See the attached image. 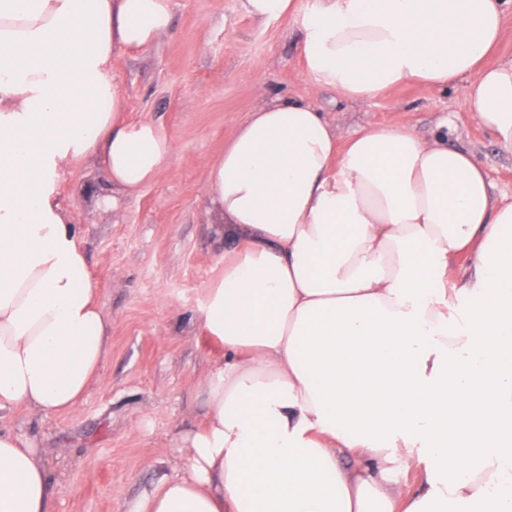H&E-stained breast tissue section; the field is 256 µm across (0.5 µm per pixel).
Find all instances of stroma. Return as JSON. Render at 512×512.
I'll list each match as a JSON object with an SVG mask.
<instances>
[{
	"label": "stroma",
	"instance_id": "1",
	"mask_svg": "<svg viewBox=\"0 0 512 512\" xmlns=\"http://www.w3.org/2000/svg\"><path fill=\"white\" fill-rule=\"evenodd\" d=\"M301 34L299 18L259 22L237 0H173L167 36L113 59L124 118L161 124L174 153L138 197L113 208L95 204L112 193L98 165L77 164L62 177L97 301L112 321V347L76 411L41 418L20 408L0 417L1 431L24 433L39 449L51 512H127L184 471L179 435L201 423L198 386L223 358L196 341L224 253V216L209 203L206 164L258 105L308 100L341 137L384 124L427 138L451 120L449 147L469 152L496 192L512 196V156L477 123L464 84H408L346 101L315 87L299 57Z\"/></svg>",
	"mask_w": 512,
	"mask_h": 512
}]
</instances>
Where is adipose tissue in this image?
Listing matches in <instances>:
<instances>
[{
	"label": "adipose tissue",
	"mask_w": 512,
	"mask_h": 512,
	"mask_svg": "<svg viewBox=\"0 0 512 512\" xmlns=\"http://www.w3.org/2000/svg\"><path fill=\"white\" fill-rule=\"evenodd\" d=\"M239 2L301 16L306 72L346 99L465 83L512 155V59L486 63L512 0ZM171 21L172 0H0V414L73 412L99 377L111 322L60 183L93 159L133 197L165 166L166 130L120 116L112 57ZM448 128L342 140L278 99L207 163L224 269L202 328L224 359L180 435L187 468L131 512H512V199ZM422 462L417 491H387ZM48 488L36 448L0 433V512H50Z\"/></svg>",
	"instance_id": "1"
}]
</instances>
